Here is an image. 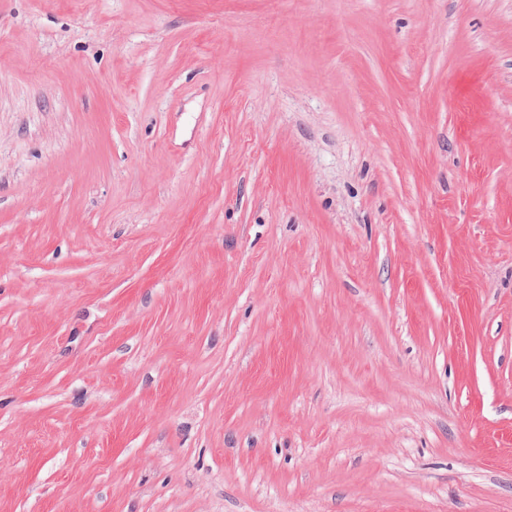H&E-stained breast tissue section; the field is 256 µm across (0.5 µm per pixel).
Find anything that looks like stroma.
<instances>
[{
    "instance_id": "stroma-1",
    "label": "stroma",
    "mask_w": 512,
    "mask_h": 512,
    "mask_svg": "<svg viewBox=\"0 0 512 512\" xmlns=\"http://www.w3.org/2000/svg\"><path fill=\"white\" fill-rule=\"evenodd\" d=\"M0 512H512V0H0Z\"/></svg>"
}]
</instances>
